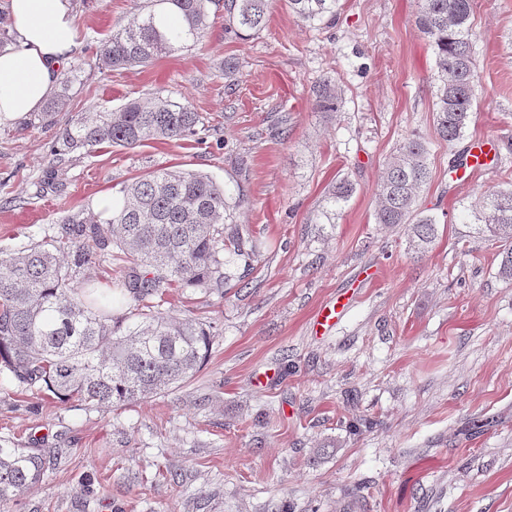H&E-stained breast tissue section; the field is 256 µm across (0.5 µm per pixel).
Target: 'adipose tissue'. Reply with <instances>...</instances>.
Listing matches in <instances>:
<instances>
[{"label":"adipose tissue","instance_id":"1","mask_svg":"<svg viewBox=\"0 0 512 512\" xmlns=\"http://www.w3.org/2000/svg\"><path fill=\"white\" fill-rule=\"evenodd\" d=\"M11 44L0 48V123L39 111L79 48L73 0H7Z\"/></svg>","mask_w":512,"mask_h":512}]
</instances>
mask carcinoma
I'll use <instances>...</instances> for the list:
<instances>
[{"instance_id": "1", "label": "carcinoma", "mask_w": 512, "mask_h": 512, "mask_svg": "<svg viewBox=\"0 0 512 512\" xmlns=\"http://www.w3.org/2000/svg\"><path fill=\"white\" fill-rule=\"evenodd\" d=\"M338 0H288L302 21L336 15ZM224 5L225 29L241 38L265 27L271 0H146L135 20L99 45L93 68L145 67L204 38L211 7ZM473 0H422L415 24L435 50V131L452 143L463 137L474 104ZM75 80L61 73L38 116L55 122ZM313 105L335 112L340 98L329 80L313 86ZM200 113L159 91L131 98L115 112L90 110L59 129L51 154L89 155L104 145L134 148L148 140L178 141L198 135ZM427 142L410 136L385 164L376 184L378 224L407 225L408 244L423 253L437 238V219L417 205L430 178ZM345 177L325 198L331 220L355 193ZM477 233L503 246L498 275L512 280V184L482 195L472 206ZM108 224L103 229L100 224ZM122 251L130 267L122 277L127 312L112 314L91 282L96 264ZM250 231L236 224L226 192L209 175L162 168L122 189V202L105 219L81 210L54 235L18 250L0 251V373L39 387L61 401L126 406L194 377L213 332L194 319L155 311L171 288H201L224 295L229 267L249 269L258 257ZM50 455L39 448L0 446V507L42 479Z\"/></svg>"}]
</instances>
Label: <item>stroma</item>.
I'll use <instances>...</instances> for the list:
<instances>
[{"label": "stroma", "instance_id": "35a3bbf8", "mask_svg": "<svg viewBox=\"0 0 512 512\" xmlns=\"http://www.w3.org/2000/svg\"><path fill=\"white\" fill-rule=\"evenodd\" d=\"M74 4L77 79L56 125H0V249L170 168L223 185L261 255L250 271L233 267L223 295L169 292L164 314L215 326L203 368L173 390L92 407L0 374V441L53 456L9 512H512V282L497 275L496 243L462 221L484 191L512 183V0H474L477 110L451 144L433 125L437 69L415 25L419 0H339L329 24L274 0L246 40L219 12L197 45L113 72L87 61L139 0ZM324 79L340 112L312 105ZM159 90L200 113V138L52 163L59 125ZM413 134L430 147L419 203L438 221L422 254L404 225L374 217L380 173ZM476 138L496 141L501 161L458 179ZM50 168L56 188L38 195ZM345 176L356 191L323 224ZM341 295V321L316 333V311Z\"/></svg>", "mask_w": 512, "mask_h": 512}]
</instances>
